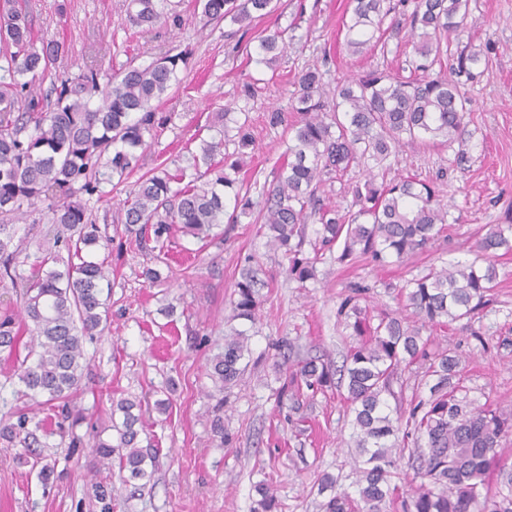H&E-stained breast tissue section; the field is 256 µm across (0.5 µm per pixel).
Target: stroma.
Segmentation results:
<instances>
[{
  "mask_svg": "<svg viewBox=\"0 0 512 512\" xmlns=\"http://www.w3.org/2000/svg\"><path fill=\"white\" fill-rule=\"evenodd\" d=\"M126 5L30 0L35 36L64 41L70 49L52 73L94 69L106 78L187 52L179 85L156 106L158 115H173L174 121L160 140L149 142L148 158L173 160L197 147L214 134V112L228 108L249 116L255 150L246 168L262 183L272 182L288 139L286 127L270 126L267 116L276 108L290 112L294 73L316 69L332 84L347 72L401 70L412 55L405 39L391 32L385 47L349 54L342 27L349 0H274V11L245 32L207 19L196 0H181L187 29L195 33L190 41L167 24L151 30L132 25ZM293 23L301 43L276 66L257 63L259 37ZM467 28L486 58L465 85L468 161L457 163L456 146L417 139L403 141L387 162L386 179L420 175L448 206L445 237L405 262H340L331 252L318 264L316 279L301 288L286 275V256L266 247L248 216L225 225L220 239L174 235L169 262L177 277L151 286L141 272L152 264V252L117 229L119 204L135 190L136 175L116 187L104 185L102 195L89 200L92 219L111 240L96 253L112 269L110 327L85 343L90 364L86 389L74 402L79 423L56 430L41 451L54 463L57 479L41 486L36 469L17 460L19 446L0 443V512H101L87 447L94 438L111 439L110 405L123 398L151 402L143 436L157 453V465L150 482L114 512H250L262 482L274 485L282 512H320L314 483L325 472L341 476L344 489L355 492L352 416L341 390L283 392L286 373L276 367V346L293 342L296 361L327 354L341 362L351 339L337 307L350 285H367V302L377 309H396V295L408 279L439 260H474L475 245L491 225L512 224V0H471ZM248 256L266 286L259 291L260 317L249 329L250 366L224 399L214 388L211 361L233 324L235 285ZM495 264L492 299L473 325L457 322L430 334L460 356L470 400L512 415V251L497 250ZM171 301L178 312L168 317L162 309ZM165 397L171 404L162 413L153 404ZM217 414L228 442L211 430ZM75 435L82 449L70 448Z\"/></svg>",
  "mask_w": 512,
  "mask_h": 512,
  "instance_id": "obj_1",
  "label": "stroma"
}]
</instances>
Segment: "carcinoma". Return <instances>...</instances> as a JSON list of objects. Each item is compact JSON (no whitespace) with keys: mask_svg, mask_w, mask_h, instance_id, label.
<instances>
[{"mask_svg":"<svg viewBox=\"0 0 512 512\" xmlns=\"http://www.w3.org/2000/svg\"><path fill=\"white\" fill-rule=\"evenodd\" d=\"M168 0H128L129 20L153 27L159 21L184 29L182 16L165 12ZM203 16L248 27L274 10L273 0H198ZM352 6L345 45L352 55L385 43V19L395 10L392 0H350ZM470 0H413L403 14L401 28L413 55L409 75L372 70L348 77L328 91L317 70L294 75V120L284 161L277 168L273 187L251 197L252 186L239 178L246 150L254 149L249 127L235 126L233 153L229 141L231 112L221 114L220 138L203 140L199 150L187 151L183 165L170 171L158 160L145 172L138 189L119 208L117 222L140 244L154 243L156 267L142 271L155 283L173 277L165 247L173 228L182 235L206 241L214 229L260 206L267 244L284 251L288 277L301 286L315 279L322 251L341 248L344 262L366 255L382 264L389 256L402 262L425 250L447 230L448 205L433 186L415 175L397 181H378L374 169L396 152L405 139H441L458 143L457 160L467 161L465 112L462 91L475 78L481 52L467 43L455 53L450 41L461 42ZM290 27L262 37L257 62L270 65L295 43ZM69 53L65 42L48 40L36 45L28 12L18 0H0V215L46 209L56 226L51 248L35 257L30 272L19 261L23 237L13 224H0V281L23 284L22 304L15 311H0V359L10 362L24 387L22 396L45 398L53 417L72 420L71 402L82 389L88 362L86 337L107 329L108 307L103 291L111 288L110 268L89 260L87 249H108L83 196L101 193V185L140 167L147 139L157 140L168 115L156 119L154 104L167 97L178 79L186 54L162 57L145 67H129L100 86L92 69L74 77H56L46 90L49 63ZM335 97L334 113L326 111L328 95ZM366 168L364 182L348 187L350 207L341 209L320 202L325 177L344 173L352 164ZM194 180L183 183L187 170ZM320 224L319 247L303 253V228ZM512 250V225H497L478 244L489 254ZM494 265L442 262L407 282L398 293L403 307L423 323L448 328L454 322L475 319L488 304L496 286ZM258 282L252 268L242 270L236 283V317L249 322L259 310ZM367 287L355 285L339 314L351 328L353 342L340 369L346 400L354 413L355 447L363 467L356 471L357 496L337 490L338 478L327 473L318 479V493L333 492L320 504L322 512H387L398 501L402 512H512V463L500 457L499 439L512 433V417L490 404L477 405L458 395L459 364L448 350L432 347L420 328L401 313L374 315L358 297ZM250 357L248 335L232 330L224 336V351L212 360L211 377L219 390L238 385ZM418 360L427 362L425 385L429 397H416L390 409L395 397L394 376ZM333 377L330 364L304 362L292 373L307 389L318 391ZM137 404L120 399L112 403V440H98L91 448L97 461L94 482L103 512H112V487L107 474L118 458L123 482L149 480L156 452L141 445L143 413ZM29 417L0 418V439L18 442L17 459H41V438L53 434L45 421L28 428ZM413 441L409 456L420 484L404 489L391 484L401 444ZM251 512H275L276 491L269 484L257 487Z\"/></svg>","mask_w":512,"mask_h":512,"instance_id":"1","label":"carcinoma"}]
</instances>
